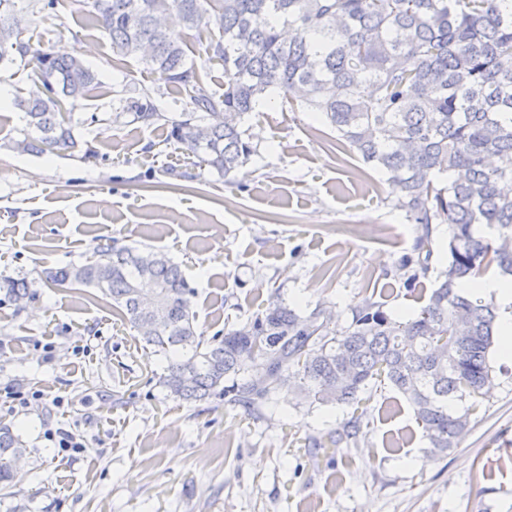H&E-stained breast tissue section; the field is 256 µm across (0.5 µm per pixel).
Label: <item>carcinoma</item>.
<instances>
[{
    "label": "carcinoma",
    "mask_w": 512,
    "mask_h": 512,
    "mask_svg": "<svg viewBox=\"0 0 512 512\" xmlns=\"http://www.w3.org/2000/svg\"><path fill=\"white\" fill-rule=\"evenodd\" d=\"M112 49L135 56L186 92L195 112H163L149 90L124 106L132 121L159 125L195 166L229 176L252 148L240 130L263 100L318 112L355 151L387 176L397 206L420 225L410 282L430 271L431 225H448L439 286L419 313L391 319L374 302L355 310L341 335L314 312L307 318L272 301L249 323L206 343L195 329L194 290L178 265L110 237L82 264L48 272L53 286H85L122 309L126 321L165 357L161 384L186 402L213 396L257 410L294 385L321 404L358 405L372 381L412 406L433 455L471 431L469 409L492 386L494 306L462 295L465 277L495 266L512 274V0H92ZM208 37L202 66L187 62L171 25ZM13 0H0V63L13 61ZM44 96L27 103L29 127L17 146L39 153L74 149L64 100L98 84L77 55L39 54ZM224 70V94L205 85ZM448 178L441 179V175ZM7 301L32 298L25 279L0 277ZM261 364L267 381L242 374ZM19 437L0 426V484L14 478Z\"/></svg>",
    "instance_id": "cac0c4a2"
}]
</instances>
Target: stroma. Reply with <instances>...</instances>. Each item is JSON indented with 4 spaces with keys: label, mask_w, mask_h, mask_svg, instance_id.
<instances>
[{
    "label": "stroma",
    "mask_w": 512,
    "mask_h": 512,
    "mask_svg": "<svg viewBox=\"0 0 512 512\" xmlns=\"http://www.w3.org/2000/svg\"><path fill=\"white\" fill-rule=\"evenodd\" d=\"M30 50L0 64V275L40 282L82 263L100 239L151 248L193 288L196 329L223 335L279 300L323 310L346 330L364 301L413 318L440 263L411 282L404 260L420 227L384 174L337 146L314 113L281 106L245 116L252 154L220 176L190 164L123 101L154 91L190 112L185 92L112 50L90 0H15ZM80 53L99 83L66 110L84 161L15 149L23 100L43 94L36 56ZM0 304V422L25 452L0 512H512V358L493 351V387L472 430L433 456L413 410L371 386L364 414L283 389L251 413L221 398L185 402L162 386V358L92 289H39ZM358 420L355 434L330 432ZM72 435L81 447L64 451Z\"/></svg>",
    "instance_id": "1"
}]
</instances>
